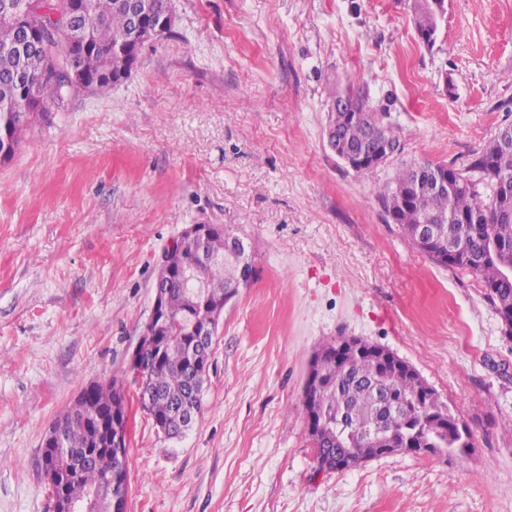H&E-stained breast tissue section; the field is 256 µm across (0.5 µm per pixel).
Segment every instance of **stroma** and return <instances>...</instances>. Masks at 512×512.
<instances>
[{
  "label": "stroma",
  "mask_w": 512,
  "mask_h": 512,
  "mask_svg": "<svg viewBox=\"0 0 512 512\" xmlns=\"http://www.w3.org/2000/svg\"><path fill=\"white\" fill-rule=\"evenodd\" d=\"M128 75L29 128L0 163V512H50L48 428L122 376L157 261L189 224L248 247L197 425L161 433L126 385L128 512H512V340L471 273L386 223L402 164L469 173L512 123V0H446L433 48L412 0H171ZM367 87L401 151L365 176L325 136L337 85ZM408 362L468 425L461 455L320 472L303 390L323 342Z\"/></svg>",
  "instance_id": "1"
}]
</instances>
